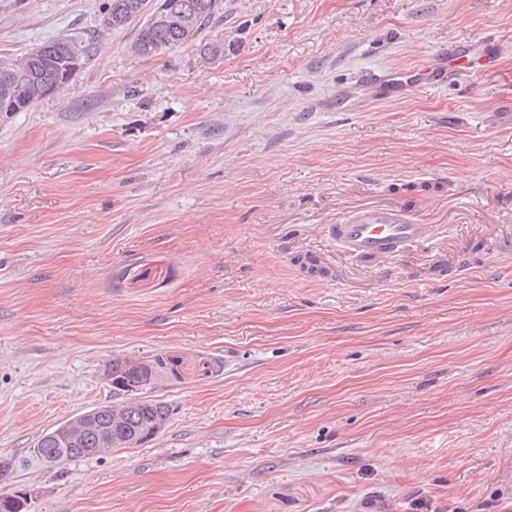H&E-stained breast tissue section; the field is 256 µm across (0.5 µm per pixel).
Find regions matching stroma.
Instances as JSON below:
<instances>
[{
    "mask_svg": "<svg viewBox=\"0 0 512 512\" xmlns=\"http://www.w3.org/2000/svg\"><path fill=\"white\" fill-rule=\"evenodd\" d=\"M106 0H0V60L57 38L68 89L0 113V492L29 512H512V0H224L133 52ZM496 70L456 54L485 36ZM222 44L217 57L204 45ZM431 57L440 85L398 92ZM420 193L434 251L328 237ZM470 267L469 277L452 273ZM420 287H411V280ZM160 360L165 430L47 465L35 445ZM157 2V4L160 2H170L172 8L169 14L163 12L164 9L159 10L160 15H163L165 21L171 18L175 21H183L187 25L191 21L190 19L185 20L187 13L184 12L181 16H174L170 13L175 14V12L182 10L185 3H190L192 6V16L194 15L191 21L192 26L191 28L184 27L175 23L162 22L161 19L153 21V15L156 11L154 10L146 23L140 28L135 43V50L143 56L160 55L165 51L194 42L203 30V27L217 14H222L224 9L223 0H158ZM48 43L53 44L55 58L59 63L57 64L55 70L53 69L50 72H60L62 74L66 73L65 60H68V57L70 56L71 52H77L80 57L82 55V50L79 48L77 43L71 39L60 38L52 40ZM53 48L50 44H43L41 46L36 47L33 51V54H48L53 50Z\"/></svg>",
    "mask_w": 512,
    "mask_h": 512,
    "instance_id": "1",
    "label": "stroma"
}]
</instances>
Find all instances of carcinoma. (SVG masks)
Segmentation results:
<instances>
[{"mask_svg":"<svg viewBox=\"0 0 512 512\" xmlns=\"http://www.w3.org/2000/svg\"><path fill=\"white\" fill-rule=\"evenodd\" d=\"M142 0H108L104 10L112 12L117 27L126 26L135 19V13ZM171 12H179L184 4L192 6L191 26L184 27L175 23L148 19L139 30L135 50L143 56H156L165 51L195 41L216 15L222 14L224 0H168ZM55 58L58 64L55 72L62 76L55 80L63 85L68 79L63 77L66 72L65 60L71 53H82L77 43L71 39H55L52 41ZM49 65L42 59L27 55L19 63H0V78L4 74L15 73L18 82L29 76L39 77L47 71ZM157 363L129 361L117 359L112 361L109 372L112 373V396L120 398L115 405H99L89 410L92 418L84 424L80 441L65 445L59 441L58 434L66 430L70 421H65L51 431L43 434L37 444L39 455L47 463L89 458V448L102 446L110 441L112 450L137 448L155 437L154 429L166 424L169 418V407L159 401L143 399L138 393L148 389L155 381ZM28 501L19 494L11 499L0 498V512H27Z\"/></svg>","mask_w":512,"mask_h":512,"instance_id":"obj_1","label":"carcinoma"}]
</instances>
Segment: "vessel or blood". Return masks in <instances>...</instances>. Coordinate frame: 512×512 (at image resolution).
I'll return each mask as SVG.
<instances>
[{
  "mask_svg": "<svg viewBox=\"0 0 512 512\" xmlns=\"http://www.w3.org/2000/svg\"><path fill=\"white\" fill-rule=\"evenodd\" d=\"M330 235L344 253L355 259L366 256L387 261L409 247L428 249L434 244L431 226L399 201L358 207L337 216Z\"/></svg>",
  "mask_w": 512,
  "mask_h": 512,
  "instance_id": "obj_1",
  "label": "vessel or blood"
}]
</instances>
